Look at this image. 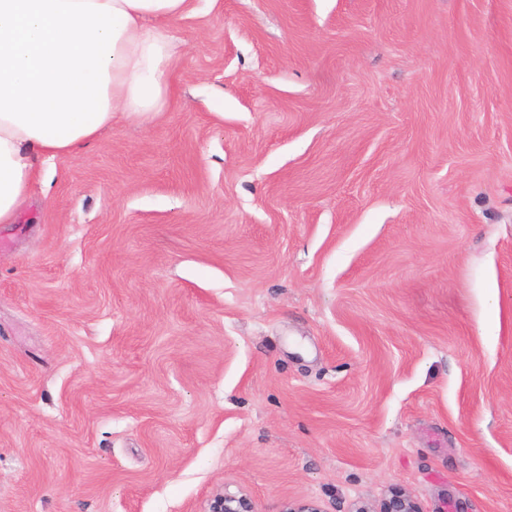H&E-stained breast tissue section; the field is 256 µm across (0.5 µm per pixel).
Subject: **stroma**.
I'll return each instance as SVG.
<instances>
[{
  "mask_svg": "<svg viewBox=\"0 0 512 512\" xmlns=\"http://www.w3.org/2000/svg\"><path fill=\"white\" fill-rule=\"evenodd\" d=\"M164 29L167 110L0 224V512H512V0ZM204 512H258L253 500L245 494L226 491L212 496ZM351 512H416L412 500L401 492H391L390 495L384 499L381 504L380 510H370L365 505L358 506Z\"/></svg>",
  "mask_w": 512,
  "mask_h": 512,
  "instance_id": "35a3bbf8",
  "label": "stroma"
}]
</instances>
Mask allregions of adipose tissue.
Wrapping results in <instances>:
<instances>
[{
	"mask_svg": "<svg viewBox=\"0 0 512 512\" xmlns=\"http://www.w3.org/2000/svg\"><path fill=\"white\" fill-rule=\"evenodd\" d=\"M190 0H0V224L47 161L76 158L121 115L170 102L172 38Z\"/></svg>",
	"mask_w": 512,
	"mask_h": 512,
	"instance_id": "obj_1",
	"label": "adipose tissue"
}]
</instances>
